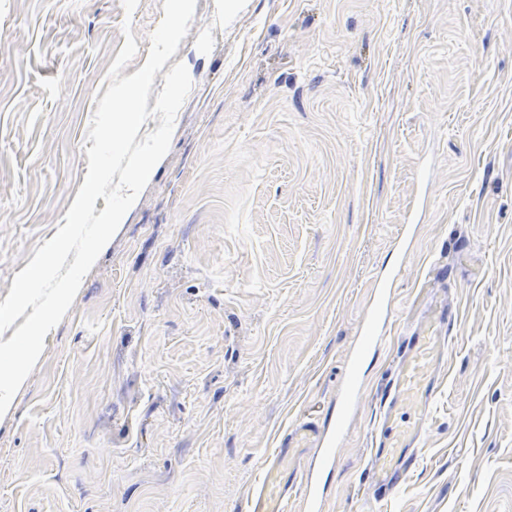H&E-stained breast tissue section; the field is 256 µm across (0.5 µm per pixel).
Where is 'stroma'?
<instances>
[{
    "label": "stroma",
    "mask_w": 512,
    "mask_h": 512,
    "mask_svg": "<svg viewBox=\"0 0 512 512\" xmlns=\"http://www.w3.org/2000/svg\"><path fill=\"white\" fill-rule=\"evenodd\" d=\"M163 16L0 0V302ZM172 60L169 152L0 417V512H240L277 448L294 512H512V0H196ZM432 318L446 387L384 492L380 391Z\"/></svg>",
    "instance_id": "stroma-1"
}]
</instances>
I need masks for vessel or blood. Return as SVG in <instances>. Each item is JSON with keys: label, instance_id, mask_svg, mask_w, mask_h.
Wrapping results in <instances>:
<instances>
[{"label": "vessel or blood", "instance_id": "b4317fda", "mask_svg": "<svg viewBox=\"0 0 512 512\" xmlns=\"http://www.w3.org/2000/svg\"><path fill=\"white\" fill-rule=\"evenodd\" d=\"M447 348V338L440 334L433 322L428 324L426 335L408 342L397 374L382 396L385 411L381 432L370 451V472L376 483L388 484L407 467L418 463L417 446L422 424L400 419L399 413L418 399L433 396L431 367ZM286 464L282 451L274 450L247 500L248 512H288L283 496L270 492L271 486L279 483Z\"/></svg>", "mask_w": 512, "mask_h": 512}]
</instances>
